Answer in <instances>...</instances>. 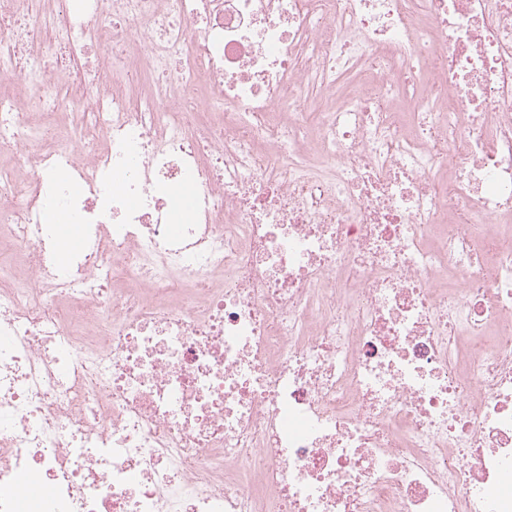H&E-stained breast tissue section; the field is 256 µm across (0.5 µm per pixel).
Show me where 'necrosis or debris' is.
<instances>
[{
    "instance_id": "4bbe7bcc",
    "label": "necrosis or debris",
    "mask_w": 512,
    "mask_h": 512,
    "mask_svg": "<svg viewBox=\"0 0 512 512\" xmlns=\"http://www.w3.org/2000/svg\"><path fill=\"white\" fill-rule=\"evenodd\" d=\"M0 76V512H512V0H0Z\"/></svg>"
}]
</instances>
